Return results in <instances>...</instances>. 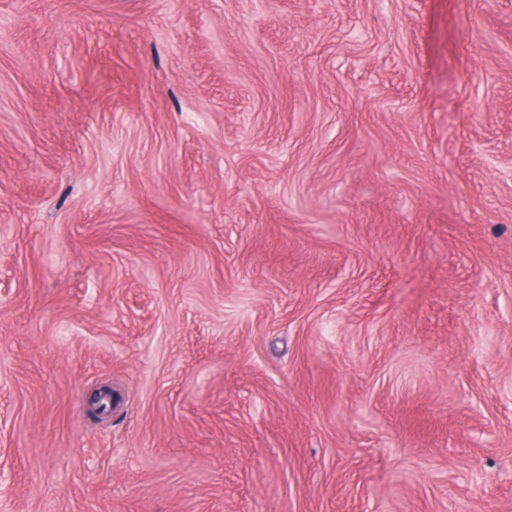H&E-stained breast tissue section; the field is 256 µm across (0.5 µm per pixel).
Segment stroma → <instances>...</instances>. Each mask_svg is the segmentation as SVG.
Here are the masks:
<instances>
[{"mask_svg": "<svg viewBox=\"0 0 512 512\" xmlns=\"http://www.w3.org/2000/svg\"><path fill=\"white\" fill-rule=\"evenodd\" d=\"M0 468L512 512V0H0Z\"/></svg>", "mask_w": 512, "mask_h": 512, "instance_id": "1", "label": "stroma"}]
</instances>
